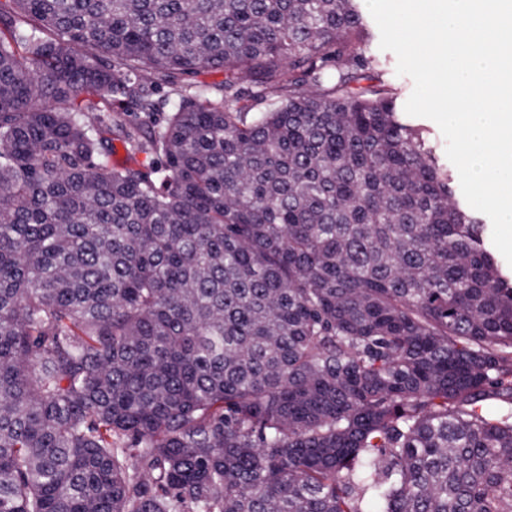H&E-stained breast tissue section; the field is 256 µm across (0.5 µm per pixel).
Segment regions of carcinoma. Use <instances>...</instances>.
Here are the masks:
<instances>
[{"mask_svg":"<svg viewBox=\"0 0 512 512\" xmlns=\"http://www.w3.org/2000/svg\"><path fill=\"white\" fill-rule=\"evenodd\" d=\"M359 2L0 0V512H512V282ZM361 12L364 16L365 23L370 33V41L367 45L368 51L380 58L385 64V70L383 73V80L388 83L397 93V106L399 112H404V115L411 122V124L421 128L424 136L430 141L436 154L438 155L440 162L448 166V168L454 173L455 181L454 188L456 196L460 199H464L460 188L459 175L455 166L448 160L446 156V142L442 136L437 124L424 117H413L409 116L404 111V105L409 98L413 90V82L407 76H399L396 73L397 57L391 51L381 50L379 47L380 33L377 24L372 18L365 2L360 3Z\"/></svg>","mask_w":512,"mask_h":512,"instance_id":"cac0c4a2","label":"carcinoma"}]
</instances>
